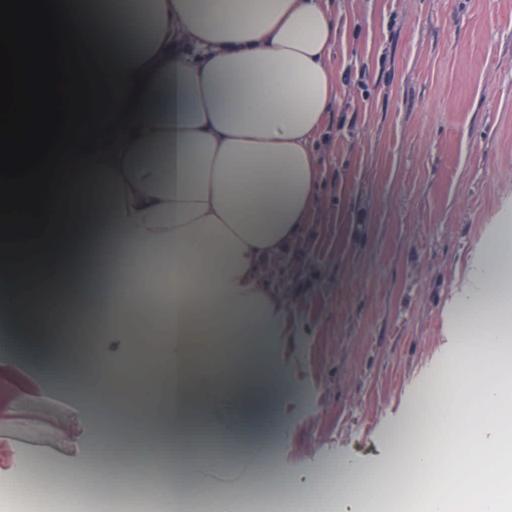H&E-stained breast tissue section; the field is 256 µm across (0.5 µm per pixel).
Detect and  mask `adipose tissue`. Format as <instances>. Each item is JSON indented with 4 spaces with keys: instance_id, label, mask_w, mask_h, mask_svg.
<instances>
[{
    "instance_id": "obj_1",
    "label": "adipose tissue",
    "mask_w": 512,
    "mask_h": 512,
    "mask_svg": "<svg viewBox=\"0 0 512 512\" xmlns=\"http://www.w3.org/2000/svg\"><path fill=\"white\" fill-rule=\"evenodd\" d=\"M73 8L110 69L147 74L138 135L116 142L73 184L69 216L40 259L1 267L0 322L19 357L0 359L8 397L74 395L69 422L97 409L96 428L111 443L129 425L164 436L170 493L181 486L188 441L208 465L207 434L251 445L226 464L217 491L236 512L237 473L262 456L251 422L287 399L281 368L288 349L287 289L268 283L266 265L285 258L311 222L322 167L316 141L337 92L328 63L341 18L323 0H73ZM109 207L113 250L135 246L163 258L170 273L157 290L168 302L143 323L145 291L124 265L105 269L108 317L99 342L141 336L145 352L96 355L94 382L80 368L40 374L42 334L36 300L52 294L87 232ZM477 296L512 317V218L484 240ZM194 266L195 306L179 291V270ZM194 317H187V308ZM499 327L482 335L484 353L466 376L440 378L428 399L439 410L423 448L392 449L380 475L385 489L417 512H512V362L498 356Z\"/></svg>"
}]
</instances>
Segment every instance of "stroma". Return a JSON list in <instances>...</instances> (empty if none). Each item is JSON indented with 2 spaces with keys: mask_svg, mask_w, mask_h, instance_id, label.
Listing matches in <instances>:
<instances>
[{
  "mask_svg": "<svg viewBox=\"0 0 512 512\" xmlns=\"http://www.w3.org/2000/svg\"><path fill=\"white\" fill-rule=\"evenodd\" d=\"M337 94L318 140L321 187L306 237L264 270L287 283L293 382L277 466L326 497L333 463L382 465L418 421L427 386L468 343L442 338L512 213V0H330ZM63 398L0 412L25 458L78 462Z\"/></svg>",
  "mask_w": 512,
  "mask_h": 512,
  "instance_id": "stroma-1",
  "label": "stroma"
}]
</instances>
